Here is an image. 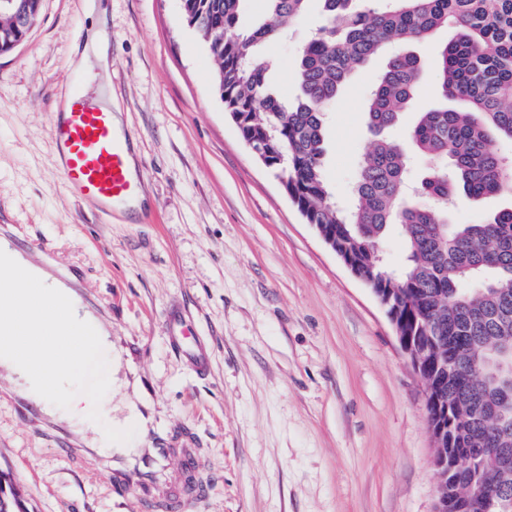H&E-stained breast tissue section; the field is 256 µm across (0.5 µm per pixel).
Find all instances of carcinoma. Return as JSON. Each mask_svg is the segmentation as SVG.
Listing matches in <instances>:
<instances>
[{
  "label": "carcinoma",
  "mask_w": 512,
  "mask_h": 512,
  "mask_svg": "<svg viewBox=\"0 0 512 512\" xmlns=\"http://www.w3.org/2000/svg\"><path fill=\"white\" fill-rule=\"evenodd\" d=\"M242 0H185L184 17L216 59L215 81L224 111L241 113L243 138L285 155L276 165L288 194L306 216L336 240L363 278L386 272L373 287L391 298L404 331L426 349L436 399L429 421L446 427L448 479L439 494L445 512H480L470 496L469 449H484L483 477L512 499V399L506 377L488 378L480 362L489 348L512 346V208L477 224H451L448 205L512 195V158L490 147L512 143V0H323L324 21L298 58L300 94L290 103L271 86L260 59L263 45L288 33L309 0H266L264 20L230 36ZM451 27L454 36L434 61L444 104L419 113L410 144L429 163L408 192L404 149L386 138L414 101L421 60L412 52L388 55L366 99L364 118L374 136L359 164L345 209L324 175L322 113L352 74L401 41L426 40ZM402 229L405 260L385 258L384 238ZM502 409L499 422L490 409Z\"/></svg>",
  "instance_id": "obj_1"
}]
</instances>
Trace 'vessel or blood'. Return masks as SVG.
I'll list each match as a JSON object with an SVG mask.
<instances>
[{
  "label": "vessel or blood",
  "mask_w": 512,
  "mask_h": 512,
  "mask_svg": "<svg viewBox=\"0 0 512 512\" xmlns=\"http://www.w3.org/2000/svg\"><path fill=\"white\" fill-rule=\"evenodd\" d=\"M51 138L64 184L71 194L93 201L100 208L113 210L137 196L140 182L130 173V135L116 132L111 113L93 106L82 91H75L68 111L58 113L51 127ZM169 345L185 359L198 375L208 371L205 347L195 336L190 322L178 312L166 320ZM171 449H148L135 466L115 463L112 468L114 489L145 485L154 478L156 462L171 456Z\"/></svg>",
  "instance_id": "1"
}]
</instances>
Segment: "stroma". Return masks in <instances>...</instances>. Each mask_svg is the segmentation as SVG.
Listing matches in <instances>:
<instances>
[{"instance_id": "1", "label": "stroma", "mask_w": 512, "mask_h": 512, "mask_svg": "<svg viewBox=\"0 0 512 512\" xmlns=\"http://www.w3.org/2000/svg\"><path fill=\"white\" fill-rule=\"evenodd\" d=\"M111 95L136 143L146 207L104 214L66 190L49 139L82 0H42L26 39L0 54V249L60 287L112 350L105 410L135 428L122 448L51 414L0 369V472L29 512H134L112 462L192 448L183 512H435L434 443L423 383L372 290L318 238L225 112L215 63L181 0H104ZM321 4L263 59L294 96L293 70ZM386 63L357 71L327 114L325 177L350 203L370 138L364 102ZM421 72L412 109L438 105ZM185 311L210 348L199 376L168 344Z\"/></svg>"}]
</instances>
